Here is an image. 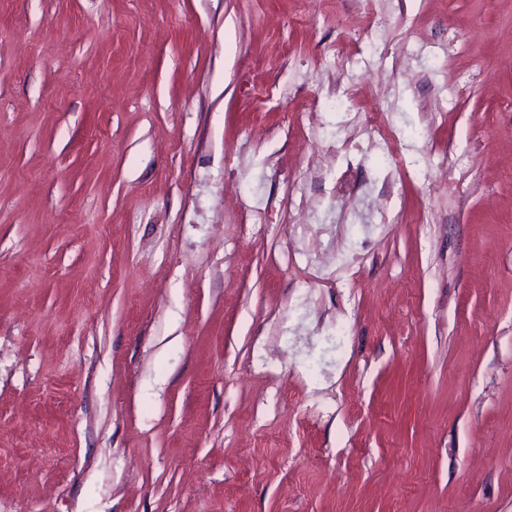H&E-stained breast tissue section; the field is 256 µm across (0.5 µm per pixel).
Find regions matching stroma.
Segmentation results:
<instances>
[{
	"instance_id": "1",
	"label": "stroma",
	"mask_w": 512,
	"mask_h": 512,
	"mask_svg": "<svg viewBox=\"0 0 512 512\" xmlns=\"http://www.w3.org/2000/svg\"><path fill=\"white\" fill-rule=\"evenodd\" d=\"M0 512H512V0H0Z\"/></svg>"
}]
</instances>
